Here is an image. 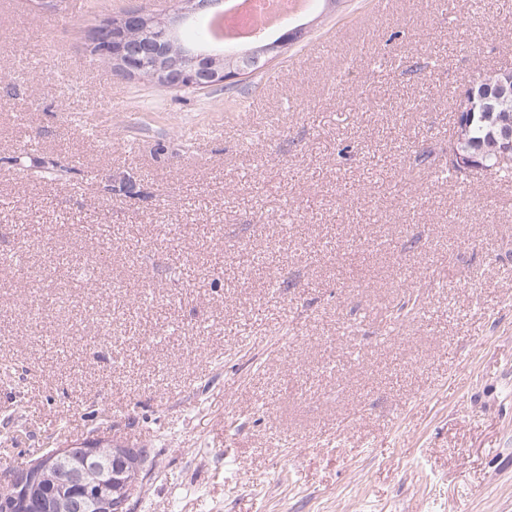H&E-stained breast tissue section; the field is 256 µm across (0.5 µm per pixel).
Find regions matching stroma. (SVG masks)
I'll use <instances>...</instances> for the list:
<instances>
[{
	"label": "stroma",
	"mask_w": 512,
	"mask_h": 512,
	"mask_svg": "<svg viewBox=\"0 0 512 512\" xmlns=\"http://www.w3.org/2000/svg\"><path fill=\"white\" fill-rule=\"evenodd\" d=\"M133 6L0 0V470L76 428L147 441L131 512H512V183L419 158L512 0H314L178 91L90 54Z\"/></svg>",
	"instance_id": "obj_1"
}]
</instances>
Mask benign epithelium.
<instances>
[{"mask_svg": "<svg viewBox=\"0 0 512 512\" xmlns=\"http://www.w3.org/2000/svg\"><path fill=\"white\" fill-rule=\"evenodd\" d=\"M209 6L207 0H184V6L172 13L158 17L144 8L129 9L110 23L95 26L91 32L90 47L96 53L110 57L126 74L135 76L141 68L145 49L137 39V32L148 28L152 32L150 51L155 76L160 84L169 89L203 90L215 85L230 83L252 76L265 70L273 61L272 46L260 52L241 56L237 62L226 68L217 59L201 54H187L170 57L168 43L176 28L185 24L193 13ZM100 452L96 441L88 439L75 446L56 449L52 460L56 466L69 470L70 480L91 491L90 497L99 501L103 508H110L112 486H117L121 503L115 506L123 512L131 500L132 493L139 487L136 472L142 463L134 448H115L114 456L123 463V469L106 475L95 474L86 467L75 464L81 457L89 461ZM43 458L37 457L22 470L6 469L0 473V512H24L29 501L40 495Z\"/></svg>", "mask_w": 512, "mask_h": 512, "instance_id": "1", "label": "benign epithelium"}]
</instances>
